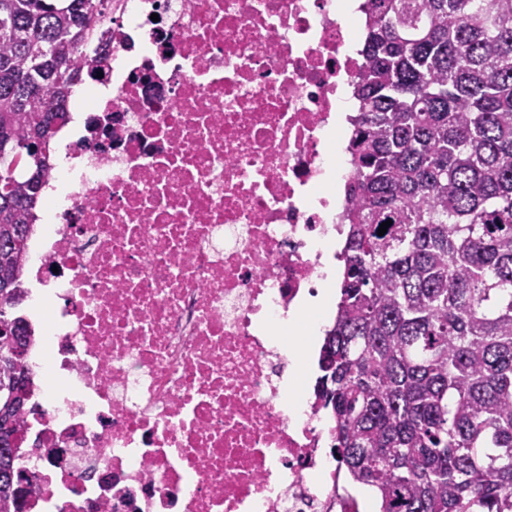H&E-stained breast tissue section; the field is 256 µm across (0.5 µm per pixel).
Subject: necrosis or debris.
I'll return each instance as SVG.
<instances>
[{
	"mask_svg": "<svg viewBox=\"0 0 512 512\" xmlns=\"http://www.w3.org/2000/svg\"><path fill=\"white\" fill-rule=\"evenodd\" d=\"M353 0H114L30 242L49 368L24 512H353L328 420L288 376L350 183Z\"/></svg>",
	"mask_w": 512,
	"mask_h": 512,
	"instance_id": "4bbe7bcc",
	"label": "necrosis or debris"
}]
</instances>
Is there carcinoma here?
Masks as SVG:
<instances>
[{
  "mask_svg": "<svg viewBox=\"0 0 512 512\" xmlns=\"http://www.w3.org/2000/svg\"><path fill=\"white\" fill-rule=\"evenodd\" d=\"M113 0H0V512L25 490L15 309L50 144ZM347 233L315 385L380 512H512V0H366ZM392 224L380 236L383 222Z\"/></svg>",
  "mask_w": 512,
  "mask_h": 512,
  "instance_id": "obj_1",
  "label": "carcinoma"
}]
</instances>
